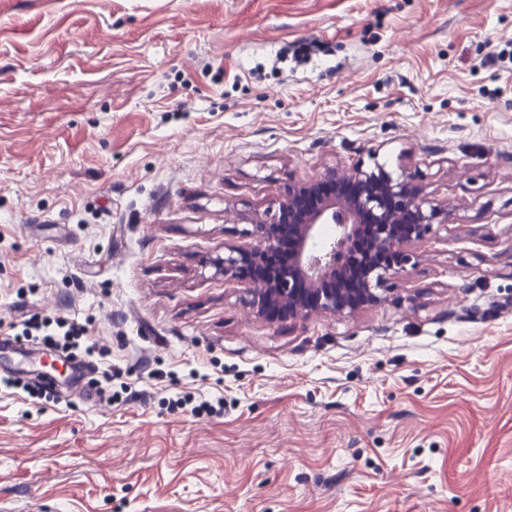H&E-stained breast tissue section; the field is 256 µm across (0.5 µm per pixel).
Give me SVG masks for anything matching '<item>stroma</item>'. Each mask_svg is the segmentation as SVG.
Returning a JSON list of instances; mask_svg holds the SVG:
<instances>
[{"mask_svg":"<svg viewBox=\"0 0 512 512\" xmlns=\"http://www.w3.org/2000/svg\"><path fill=\"white\" fill-rule=\"evenodd\" d=\"M356 165L448 223L381 301L253 315L240 215ZM33 315L104 357L0 390V512H512V0H0V336Z\"/></svg>","mask_w":512,"mask_h":512,"instance_id":"obj_1","label":"stroma"}]
</instances>
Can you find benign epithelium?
<instances>
[{"mask_svg":"<svg viewBox=\"0 0 512 512\" xmlns=\"http://www.w3.org/2000/svg\"><path fill=\"white\" fill-rule=\"evenodd\" d=\"M413 180L411 174L395 179L380 166L370 171L360 166L328 168L320 178L288 188L270 218H248L254 243L228 248L212 265L224 280L239 282L243 269L278 251L284 225L296 224L299 238L292 263L246 283L247 305L253 312L268 317L277 308L284 317L298 318L318 310L334 316L365 301L376 302L379 296L373 289L404 276L410 262L407 245L424 239L442 214L412 186ZM364 220L371 224L372 249L354 256L361 284L350 289L336 278V271L347 263ZM327 224L333 231L329 240L322 238Z\"/></svg>","mask_w":512,"mask_h":512,"instance_id":"benign-epithelium-1","label":"benign epithelium"}]
</instances>
